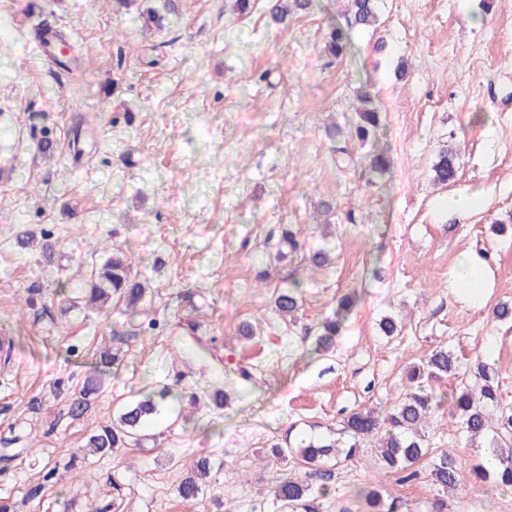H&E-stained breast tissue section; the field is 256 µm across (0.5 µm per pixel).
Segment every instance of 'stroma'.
<instances>
[{
	"mask_svg": "<svg viewBox=\"0 0 512 512\" xmlns=\"http://www.w3.org/2000/svg\"><path fill=\"white\" fill-rule=\"evenodd\" d=\"M345 10L313 0L281 29L265 0L247 16L232 0H179L174 13L163 0H0V128L10 131L0 138V337L13 348L0 364V442L23 449L0 468L10 512H279L274 477L305 468L272 447L387 407L439 348L459 369L436 391L458 387L479 358L512 402V320L493 314L512 305V0H378V27L349 29L333 58L323 35ZM39 25L63 34L72 69L37 45ZM360 88L382 114L374 146L390 161L374 179L361 172L371 148L352 135ZM333 122L354 165L330 150ZM449 145L461 167L437 186L432 166ZM457 194L471 211L449 208ZM352 208L361 223H346ZM290 227L303 249L289 255L275 244ZM25 230L53 244L52 258L17 244ZM106 247L131 256L149 322L124 325L121 301L87 305L81 282ZM318 248L332 258L321 269L308 262ZM472 253L489 272L481 308L450 286ZM294 280L302 306L291 322L272 308ZM346 294L350 315L322 348L320 325ZM106 347L118 355L109 369L98 364ZM92 377L101 391L70 418ZM165 385L199 404L163 411L139 447L68 468L120 407ZM429 441L466 463L477 456L444 409ZM201 457L217 466L200 501L183 502L177 486ZM374 460L366 448L333 467L322 512H358L354 491L371 484L397 512H430L428 478L403 485ZM51 468L52 489L29 498ZM448 512H512V490L462 472Z\"/></svg>",
	"mask_w": 512,
	"mask_h": 512,
	"instance_id": "35a3bbf8",
	"label": "stroma"
}]
</instances>
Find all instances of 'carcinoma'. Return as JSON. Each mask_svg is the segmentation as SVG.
<instances>
[{
	"mask_svg": "<svg viewBox=\"0 0 512 512\" xmlns=\"http://www.w3.org/2000/svg\"><path fill=\"white\" fill-rule=\"evenodd\" d=\"M347 25L371 27L376 25L377 0H347ZM311 0H267L266 9L272 22L288 24L289 18L307 12ZM347 46L346 30L332 27L326 34L325 49L333 57L343 55ZM362 108L358 111L355 133L358 141L366 144L374 140L380 126V113L373 107L369 93L360 94ZM388 167L386 156L371 153L367 164L370 176L383 175ZM459 171V155L451 147L443 149L433 165L434 181L441 185L455 182ZM132 264L117 252L100 265L92 267L87 279L89 304L102 310L112 307V297L123 298L126 305H138L144 297L141 282L131 276ZM299 283L292 282L275 299L278 313L292 317L300 308ZM352 307V299L342 297L334 315L323 325L321 345L329 347L344 317ZM457 358L447 349L435 350L425 364L409 374V389L395 404L383 413L365 409L349 415L339 429L338 437L299 438L288 442L287 447L272 448L277 457L297 456L309 467L305 478L280 477L273 483L274 500L282 512H321V499L328 494L322 484L327 476L325 465H336L357 457L363 441L380 436L377 464L382 469L398 475L402 484L420 478L419 465L428 455V436L423 431L430 414L448 407V415L456 420L467 441L474 444L482 460L470 466V476L494 488H512V404L503 401L496 382L494 369L485 361L476 362L471 368L473 383L464 384L448 394L427 391L424 381L456 373ZM171 392L164 389L159 394L148 393L135 403L123 408L112 424L103 425L92 433L83 448L84 456L102 458L137 443L151 417L159 414ZM498 462L495 469L486 465L487 458ZM431 483L445 494L457 486L462 462L452 451L434 455L427 464ZM211 470L208 458H200L187 469L177 492L186 502L196 501L202 493L201 479ZM365 512H394V503L386 502L381 491L366 486L358 493Z\"/></svg>",
	"mask_w": 512,
	"mask_h": 512,
	"instance_id": "1",
	"label": "carcinoma"
}]
</instances>
